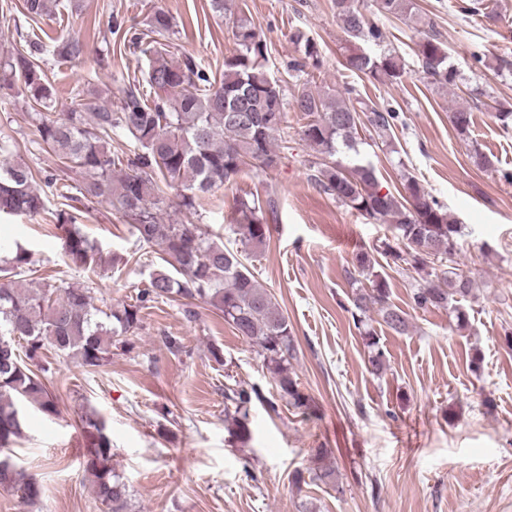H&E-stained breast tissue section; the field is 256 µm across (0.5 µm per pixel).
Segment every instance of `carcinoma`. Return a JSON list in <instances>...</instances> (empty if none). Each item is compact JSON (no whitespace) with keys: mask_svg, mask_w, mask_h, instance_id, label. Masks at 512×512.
<instances>
[{"mask_svg":"<svg viewBox=\"0 0 512 512\" xmlns=\"http://www.w3.org/2000/svg\"><path fill=\"white\" fill-rule=\"evenodd\" d=\"M374 7L383 17H401L419 26L422 72L443 87L456 85L458 73L448 63V50L414 0H374ZM333 9L348 37L344 69L374 79L399 78L404 71L399 55L390 50L372 53L358 45L379 46L385 34L355 0H333ZM232 24L235 49L224 56V74L218 80L192 57L169 55L162 40L174 34L173 19L160 8L153 10L146 18L147 31L154 35L144 49L147 76L142 83L125 84L115 105L102 102L96 90L77 86L73 105L55 111L54 88L45 69L47 48L38 42L0 60V91L21 88L41 144L82 178L83 197L107 202L128 221L139 246L153 249L160 260L133 301L106 310L94 305L88 287L19 280L30 264L22 247L0 261V336L8 337L6 347L0 346V488L16 492L28 505L40 500L42 486L34 475L18 472L14 445L22 436L25 411L33 407L48 417L60 414L43 379L48 371L41 363L45 352L52 350L95 371L112 360V349L132 348L130 337L142 330L141 310L158 299L179 297L212 307L262 357L279 398L299 415L316 413L314 400L300 389L293 371L298 347L292 328L248 267L255 250L270 241L265 212H274V202L247 193L233 197L241 243L236 251L214 240L203 224L161 216L170 190L177 192L180 211L196 215L245 169H276L288 149V108L302 121L301 163L316 189L365 219L398 231L396 243L384 242L373 254L360 248L351 258L350 274H358L367 286L353 292L345 311L359 331L369 373L380 377L389 363L370 312L377 311L397 334L410 326L408 314L391 301L387 279L375 270L382 258L402 263L418 276L410 296L413 310L444 309L457 327L469 324L467 304L476 296L474 280L455 267L460 226L408 170H401L400 189L385 192L375 166L358 159L363 131L387 147L394 145L399 113L364 101L352 89L342 97L304 84L286 98L265 68L266 43L250 20L241 14ZM290 40L297 55L288 61V72L314 77L323 67L316 41L300 29ZM52 55L80 61L85 44L78 37H62ZM451 123L460 135H468L472 110H455ZM114 135L124 136L128 149L108 150L106 140ZM10 152L11 140L0 137V215H38L45 201L32 186L33 173L28 165L6 158ZM58 227L65 263L88 275L96 273L103 262L101 245L83 233L76 216L63 210ZM224 398L230 431L243 441L249 439L253 403L278 412L274 398L257 384H235ZM82 429L87 447L83 471L97 499L107 512H128L130 490L112 469L107 421L87 413ZM329 454L326 448L313 449L309 476L297 470L294 482L343 492Z\"/></svg>","mask_w":512,"mask_h":512,"instance_id":"cac0c4a2","label":"carcinoma"}]
</instances>
